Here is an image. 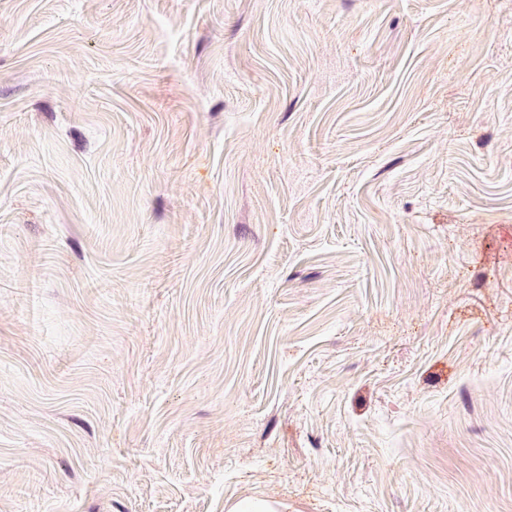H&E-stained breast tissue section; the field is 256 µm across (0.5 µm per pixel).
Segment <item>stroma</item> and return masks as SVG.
<instances>
[{
  "instance_id": "1",
  "label": "stroma",
  "mask_w": 512,
  "mask_h": 512,
  "mask_svg": "<svg viewBox=\"0 0 512 512\" xmlns=\"http://www.w3.org/2000/svg\"><path fill=\"white\" fill-rule=\"evenodd\" d=\"M512 512V0H0V512Z\"/></svg>"
}]
</instances>
